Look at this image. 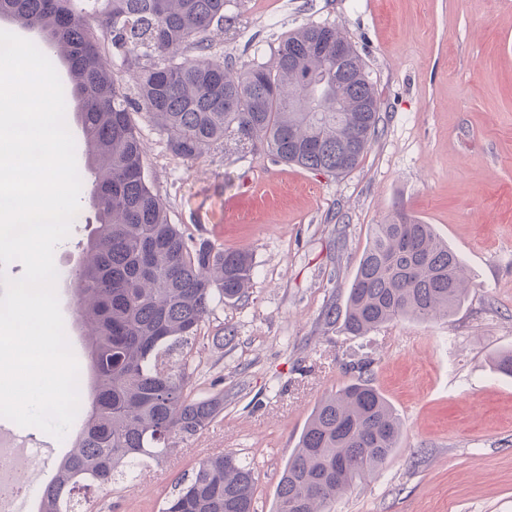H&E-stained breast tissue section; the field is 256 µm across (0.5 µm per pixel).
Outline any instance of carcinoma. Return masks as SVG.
I'll list each match as a JSON object with an SVG mask.
<instances>
[{
	"mask_svg": "<svg viewBox=\"0 0 512 512\" xmlns=\"http://www.w3.org/2000/svg\"><path fill=\"white\" fill-rule=\"evenodd\" d=\"M230 0H0V17L42 33L50 52L67 47L64 96L78 106L98 226L79 265L58 279L75 288L74 320L89 368L79 373L81 428L37 512H87L81 493L112 490L142 463L159 464L224 412V392L195 395L192 350L213 308L244 296L253 265L244 252L196 242L168 220L145 176L132 101L166 135L171 153L194 160L231 133L277 161L340 175L353 169L379 133L371 79L346 70L327 99L306 104L301 80L323 66L318 42L346 44L338 28L316 24L284 36L274 62L258 58L236 72L211 58L207 34L229 31ZM106 30L112 57L93 32ZM195 50L198 55L187 56ZM321 107L322 111H309ZM460 258L432 225L396 212L372 228L342 320L367 336L401 318L448 317L464 302ZM372 361L313 410L277 485L275 512H327L353 482L377 472L399 447L401 423L373 385ZM255 471L233 451L198 463L161 512H255Z\"/></svg>",
	"mask_w": 512,
	"mask_h": 512,
	"instance_id": "1",
	"label": "carcinoma"
}]
</instances>
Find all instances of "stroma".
<instances>
[{
    "mask_svg": "<svg viewBox=\"0 0 512 512\" xmlns=\"http://www.w3.org/2000/svg\"><path fill=\"white\" fill-rule=\"evenodd\" d=\"M211 53L233 69L308 23L336 26L375 84L380 132L341 176L276 161L225 138L185 161L135 113L149 183L170 223L253 259L248 299L215 306L194 346V381L219 382L224 413L161 464L91 497L93 512H161L198 462L233 451L257 471L259 512L317 404L373 358L401 421L397 452L331 512H512V0H242ZM403 211L433 225L471 286L453 315L402 319L366 336L329 321L344 308L373 225ZM47 463L76 435L16 427Z\"/></svg>",
    "mask_w": 512,
    "mask_h": 512,
    "instance_id": "35a3bbf8",
    "label": "stroma"
}]
</instances>
